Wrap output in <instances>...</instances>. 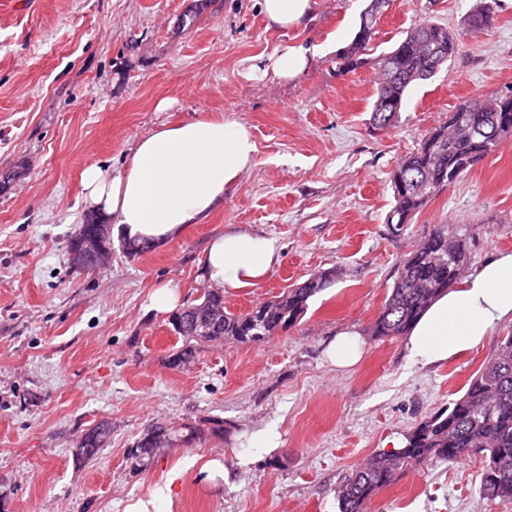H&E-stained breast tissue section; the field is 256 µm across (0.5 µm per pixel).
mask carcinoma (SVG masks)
I'll list each match as a JSON object with an SVG mask.
<instances>
[{"label":"carcinoma","mask_w":512,"mask_h":512,"mask_svg":"<svg viewBox=\"0 0 512 512\" xmlns=\"http://www.w3.org/2000/svg\"><path fill=\"white\" fill-rule=\"evenodd\" d=\"M386 3L387 0H369L354 37L338 54L342 72L369 63L377 71L372 119L382 128L393 124L408 90L435 75L427 68L428 60L437 55L447 63L455 55L459 40L455 31L431 22L406 32L391 51L368 58L373 28ZM494 15L492 3L476 0L466 25L472 32L488 31ZM458 109L465 110L472 122L448 120L434 127L393 171V205L387 223L396 227L411 223L433 196L460 181L498 148L502 138L512 136V112L500 111L497 96L464 101ZM469 239L464 225L452 231L446 224L435 225L398 265L384 303L369 326V335L375 339L406 335L432 299L458 283L470 258ZM331 280L328 272L314 275L242 314L226 311L220 292L203 294L201 313H218V331L212 336H197V314L178 312V324L173 330L186 345L171 356L169 364L181 368L191 362L196 353L192 343L198 341H266L295 323L308 309L310 300ZM154 430L158 431V441L141 436L127 450V461L137 472L151 467L159 448L189 444L198 435V428L189 424H156ZM111 434V425L105 421L85 430L77 441V456L86 462L96 460ZM476 454L485 457L484 496L490 501L511 502L512 331L500 338L495 353L469 381L462 396L444 410L422 418L402 447L377 452L351 470L336 490L339 512H366L369 502L381 490L417 465L453 464Z\"/></svg>","instance_id":"1"}]
</instances>
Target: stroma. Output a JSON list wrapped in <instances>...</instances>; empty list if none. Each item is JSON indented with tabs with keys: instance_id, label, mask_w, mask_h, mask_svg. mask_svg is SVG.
Segmentation results:
<instances>
[{
	"instance_id": "stroma-1",
	"label": "stroma",
	"mask_w": 512,
	"mask_h": 512,
	"mask_svg": "<svg viewBox=\"0 0 512 512\" xmlns=\"http://www.w3.org/2000/svg\"><path fill=\"white\" fill-rule=\"evenodd\" d=\"M367 4L312 0L301 26L279 30L260 0H0V172H23L0 189V512H127L152 498L157 512H337L347 473L403 446L495 353L511 321L426 367L410 362L404 338L366 332L434 225H467V272L512 253V136L401 233L386 222L398 162L461 102L512 89V0H497L488 33L465 24L474 0H389L374 53L425 21L459 32L460 47L386 130L371 117L372 66L336 64ZM293 44L316 54L288 82L271 65ZM205 117L252 133L255 163L236 190L176 238L131 256L116 232L101 268H75L69 242L88 213L81 171L121 169L139 138ZM229 224L270 238L278 261L262 282L224 289L226 310L247 312L322 272L333 281L267 341L203 343L172 369L183 340L150 297L167 285L184 306L210 290L203 253ZM345 329L364 333V354L338 368L325 349ZM103 420L109 445L80 460L78 437ZM216 420L225 435H212ZM155 423L200 436L133 471L126 451ZM263 430L277 447H253ZM215 457L217 489L201 472ZM483 467L478 454L415 467L367 512H512L483 499Z\"/></svg>"
}]
</instances>
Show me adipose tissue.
Here are the masks:
<instances>
[{
	"label": "adipose tissue",
	"instance_id": "adipose-tissue-1",
	"mask_svg": "<svg viewBox=\"0 0 512 512\" xmlns=\"http://www.w3.org/2000/svg\"><path fill=\"white\" fill-rule=\"evenodd\" d=\"M256 152L251 132L236 121L165 125L138 139L120 170L86 166L84 203L122 225L129 238L166 241L223 204ZM277 260L269 238L222 229L210 239L202 264L210 283L241 288L262 281ZM507 318L512 320V253H501L432 303L406 338L409 357L421 366L448 361Z\"/></svg>",
	"mask_w": 512,
	"mask_h": 512
}]
</instances>
